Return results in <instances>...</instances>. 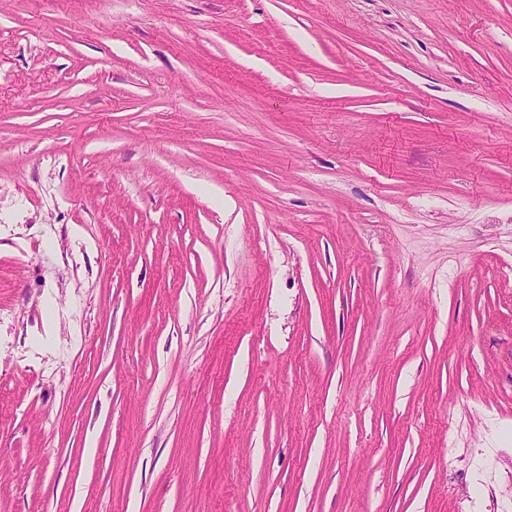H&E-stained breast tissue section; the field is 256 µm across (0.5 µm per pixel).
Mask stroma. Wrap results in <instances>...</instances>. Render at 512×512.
Segmentation results:
<instances>
[{
  "instance_id": "obj_1",
  "label": "stroma",
  "mask_w": 512,
  "mask_h": 512,
  "mask_svg": "<svg viewBox=\"0 0 512 512\" xmlns=\"http://www.w3.org/2000/svg\"><path fill=\"white\" fill-rule=\"evenodd\" d=\"M0 512H512V0H0Z\"/></svg>"
}]
</instances>
